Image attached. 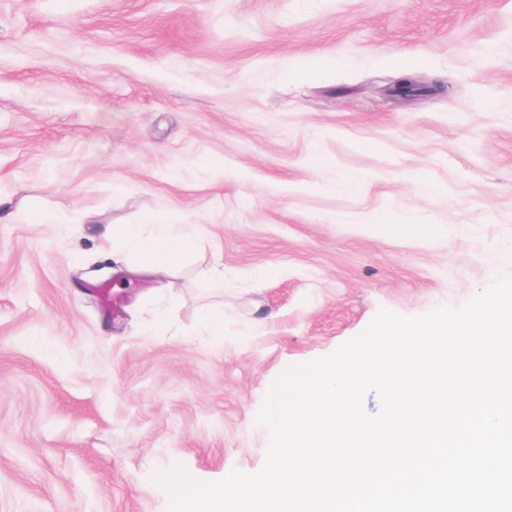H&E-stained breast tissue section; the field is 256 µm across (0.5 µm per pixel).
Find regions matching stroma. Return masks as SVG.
I'll return each mask as SVG.
<instances>
[{
  "mask_svg": "<svg viewBox=\"0 0 512 512\" xmlns=\"http://www.w3.org/2000/svg\"><path fill=\"white\" fill-rule=\"evenodd\" d=\"M0 200V512H166L288 366L512 275V0H0ZM193 225L167 226L158 233L143 237L134 224L112 229L113 238L125 241L138 258V269L153 272H168L191 250Z\"/></svg>",
  "mask_w": 512,
  "mask_h": 512,
  "instance_id": "obj_1",
  "label": "stroma"
}]
</instances>
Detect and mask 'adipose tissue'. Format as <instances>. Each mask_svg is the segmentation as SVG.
I'll use <instances>...</instances> for the list:
<instances>
[{"label":"adipose tissue","mask_w":512,"mask_h":512,"mask_svg":"<svg viewBox=\"0 0 512 512\" xmlns=\"http://www.w3.org/2000/svg\"><path fill=\"white\" fill-rule=\"evenodd\" d=\"M112 235L123 239L137 254L140 269L153 272L172 270L193 246V227L189 224L170 225L148 237L127 224L113 230Z\"/></svg>","instance_id":"ef3b65f1"}]
</instances>
